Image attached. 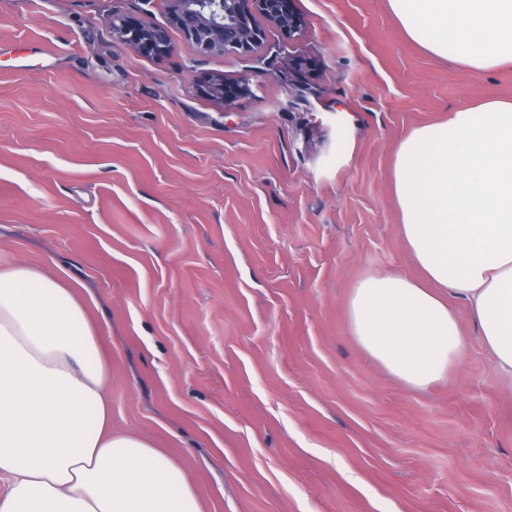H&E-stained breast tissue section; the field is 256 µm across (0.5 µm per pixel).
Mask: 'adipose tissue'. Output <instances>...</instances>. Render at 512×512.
<instances>
[{
  "label": "adipose tissue",
  "instance_id": "1",
  "mask_svg": "<svg viewBox=\"0 0 512 512\" xmlns=\"http://www.w3.org/2000/svg\"><path fill=\"white\" fill-rule=\"evenodd\" d=\"M407 37L478 73L512 67V0H389ZM402 237L421 271L367 278L348 303L360 347L423 390L464 361L471 321L512 399V101L412 130L394 161ZM110 360L85 301L32 265L0 266V512H204L149 439L112 429Z\"/></svg>",
  "mask_w": 512,
  "mask_h": 512
}]
</instances>
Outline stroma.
Here are the masks:
<instances>
[{"mask_svg": "<svg viewBox=\"0 0 512 512\" xmlns=\"http://www.w3.org/2000/svg\"><path fill=\"white\" fill-rule=\"evenodd\" d=\"M246 56H204L169 0H0V263L77 288L111 355L112 428L153 440L207 512H512V415L462 301L463 367L405 386L350 332L365 278L417 269L401 140L512 100L410 41L388 0H295ZM127 16L169 30L145 56ZM210 75L248 79L232 104ZM112 34L140 53L167 54L171 50L168 30L125 17H113Z\"/></svg>", "mask_w": 512, "mask_h": 512, "instance_id": "obj_1", "label": "stroma"}]
</instances>
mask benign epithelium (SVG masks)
Wrapping results in <instances>:
<instances>
[{"mask_svg": "<svg viewBox=\"0 0 512 512\" xmlns=\"http://www.w3.org/2000/svg\"><path fill=\"white\" fill-rule=\"evenodd\" d=\"M170 22L193 42L203 55L236 52L245 54L264 36L254 20L258 10L272 26L293 36L302 31L304 21L296 11L294 0H170ZM112 34L140 53L163 55L171 50L168 30L125 17L112 18ZM205 91L227 104L248 91V82L224 81L211 76Z\"/></svg>", "mask_w": 512, "mask_h": 512, "instance_id": "7a95c632", "label": "benign epithelium"}]
</instances>
